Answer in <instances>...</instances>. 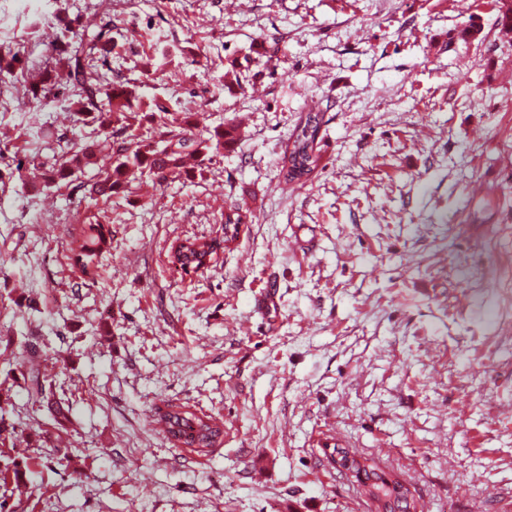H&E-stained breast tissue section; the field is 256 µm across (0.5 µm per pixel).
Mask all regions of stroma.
I'll return each mask as SVG.
<instances>
[{
    "label": "stroma",
    "mask_w": 512,
    "mask_h": 512,
    "mask_svg": "<svg viewBox=\"0 0 512 512\" xmlns=\"http://www.w3.org/2000/svg\"><path fill=\"white\" fill-rule=\"evenodd\" d=\"M99 0H0L22 82L0 98V413L39 426L21 512H373L327 438L401 476L423 512H512V32L499 0H111L105 77L238 125L188 179L90 197L50 185L89 130L25 90L64 20ZM470 37H463V30ZM240 63L239 82L224 72ZM321 160L279 159L310 107ZM243 223L224 241V215ZM112 227L95 278L80 225ZM186 238L219 242L186 275ZM45 359L66 430L21 373ZM181 405L224 426L199 454L155 423ZM77 448V468L51 465Z\"/></svg>",
    "instance_id": "obj_1"
}]
</instances>
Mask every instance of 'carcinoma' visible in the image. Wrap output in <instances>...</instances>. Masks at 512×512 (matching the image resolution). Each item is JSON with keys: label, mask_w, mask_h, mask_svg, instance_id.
Segmentation results:
<instances>
[{"label": "carcinoma", "mask_w": 512, "mask_h": 512, "mask_svg": "<svg viewBox=\"0 0 512 512\" xmlns=\"http://www.w3.org/2000/svg\"><path fill=\"white\" fill-rule=\"evenodd\" d=\"M53 51L66 65V80L62 81L53 68L45 67L40 83L28 89V100L35 108L46 106L53 91L60 84L69 89L68 111L77 116V121L92 128L94 133H112V162L103 172V177L95 182L91 190L103 196H118L130 190L135 176H147L160 184L169 179H180L191 174L188 160L194 155L205 157L210 149L206 141L190 137L189 132L198 124L192 112H162L159 108L142 107L135 92L128 83L116 80L112 83L103 80L99 65L106 62L112 53V23L90 29L79 28L72 35L62 36L54 45ZM19 52L11 47L0 49V75L6 76L21 68ZM160 122L159 135L165 138L161 150L143 143L134 133V127L143 123ZM323 113L310 108L294 130L291 143L286 146L281 157V172L289 183H304L320 163L317 152V139ZM215 147L228 150L238 140V126L230 125L214 131ZM99 143L88 141L78 146L72 153L54 163L47 177L49 184H65L75 189L85 188L79 181L78 173L96 158ZM112 243V225L98 222L83 224L77 237L72 241L71 253L78 268L86 276L95 273L98 253ZM216 243L203 239H186L171 247L170 262L184 272L197 273L210 266L217 253ZM26 390L33 403L50 402L54 396L52 385L42 361L36 355L29 360ZM156 423L169 437L184 438L185 444L193 442L207 448L215 447L223 430L212 417L199 414L182 406H169L158 414ZM37 430L19 421H10L0 414V512H4L13 490L30 481L31 462L27 457L15 456L2 451L9 446L18 448L29 443ZM366 483L364 493L369 499H385L383 512H417V504L410 491H401L405 484L396 479L389 481L386 474L377 469L370 459H364Z\"/></svg>", "instance_id": "1"}]
</instances>
